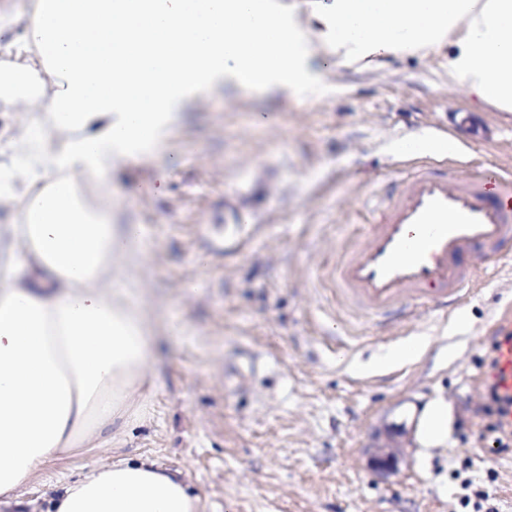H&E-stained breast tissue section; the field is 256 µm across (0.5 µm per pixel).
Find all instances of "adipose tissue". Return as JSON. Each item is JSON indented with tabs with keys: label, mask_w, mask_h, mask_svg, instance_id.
Listing matches in <instances>:
<instances>
[{
	"label": "adipose tissue",
	"mask_w": 512,
	"mask_h": 512,
	"mask_svg": "<svg viewBox=\"0 0 512 512\" xmlns=\"http://www.w3.org/2000/svg\"><path fill=\"white\" fill-rule=\"evenodd\" d=\"M0 104L32 113L0 159L16 221L0 226V504L49 462L144 411L159 351L119 279L143 237L112 221V172L147 153L173 109L229 81L311 91L317 65L448 50V79L512 112V0H322L301 20L277 0H35L0 18ZM448 439V406L418 418ZM178 473L116 457L58 486L47 512H199Z\"/></svg>",
	"instance_id": "1"
}]
</instances>
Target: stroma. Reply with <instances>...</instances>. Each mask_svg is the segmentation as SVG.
Segmentation results:
<instances>
[{"mask_svg": "<svg viewBox=\"0 0 512 512\" xmlns=\"http://www.w3.org/2000/svg\"><path fill=\"white\" fill-rule=\"evenodd\" d=\"M319 86L210 89L173 113L149 155L116 161L112 211L145 228L120 274L161 339L147 409L114 444L42 468L0 512H45L60 481L120 453L182 471L201 512H474L469 484L512 512V453L492 451L471 380L512 303V265L456 310L420 306L388 329L348 317L328 278L365 243L366 195L398 175L402 143L450 141L467 171L512 169V112L450 83L444 49L332 66ZM161 170L165 192L139 193ZM418 342L412 359L383 365ZM437 399L448 442L423 448L417 419ZM390 430L403 448L385 478L366 451Z\"/></svg>", "mask_w": 512, "mask_h": 512, "instance_id": "1", "label": "stroma"}]
</instances>
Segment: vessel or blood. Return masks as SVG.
Instances as JSON below:
<instances>
[{
  "label": "vessel or blood",
  "instance_id": "b4317fda",
  "mask_svg": "<svg viewBox=\"0 0 512 512\" xmlns=\"http://www.w3.org/2000/svg\"><path fill=\"white\" fill-rule=\"evenodd\" d=\"M366 243L347 250L330 277L356 318L408 313L412 301L437 308L464 304L481 286L474 259L512 262V171L492 163L462 175L456 164L425 157L402 170L393 191L371 190ZM490 374L499 420L512 426V306L493 324Z\"/></svg>",
  "mask_w": 512,
  "mask_h": 512
}]
</instances>
